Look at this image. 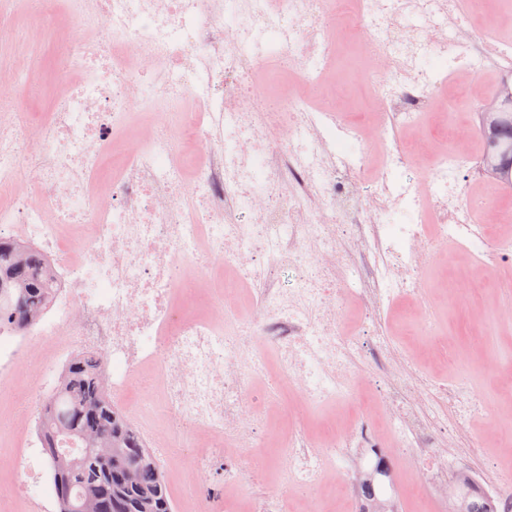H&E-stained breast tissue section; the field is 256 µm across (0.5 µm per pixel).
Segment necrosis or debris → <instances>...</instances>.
Returning a JSON list of instances; mask_svg holds the SVG:
<instances>
[{
  "mask_svg": "<svg viewBox=\"0 0 512 512\" xmlns=\"http://www.w3.org/2000/svg\"><path fill=\"white\" fill-rule=\"evenodd\" d=\"M487 0H35L36 25L60 35V98L40 114L24 109L27 40H14L0 72V237L36 245L62 286L41 333L64 358L105 352L113 399L151 370L164 389L166 425L205 444L187 458L214 501L241 485L232 461L262 448L272 428L290 484L335 485L357 448L393 449L431 512H446L448 467L482 459L467 436L478 399L468 373L441 386L395 348L392 322L417 312L432 350L448 357L439 317L425 307L434 258L457 246L473 267L446 279V300L475 292L478 269L512 263V209L495 225L476 221L475 186L463 171L478 130L453 119L429 123L442 90L425 58L448 59V74L473 106L497 89L469 87L512 58V42L477 40L473 16ZM277 36L269 52L264 36ZM296 77L268 110L263 90ZM362 76L374 108L340 122L326 89L337 72ZM373 142L381 162L338 151L341 139ZM424 169V186L406 171ZM413 224H388L391 213ZM295 272L279 287L274 271ZM204 303L188 317L176 294ZM380 360L384 425L349 412L363 390L364 347ZM277 371L264 402L247 382ZM296 386L301 402L287 400ZM317 408H331V434L313 436ZM453 432H445L446 420ZM224 480L211 482L216 467Z\"/></svg>",
  "mask_w": 512,
  "mask_h": 512,
  "instance_id": "4bbe7bcc",
  "label": "necrosis or debris"
}]
</instances>
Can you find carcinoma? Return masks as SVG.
<instances>
[{
    "instance_id": "carcinoma-1",
    "label": "carcinoma",
    "mask_w": 512,
    "mask_h": 512,
    "mask_svg": "<svg viewBox=\"0 0 512 512\" xmlns=\"http://www.w3.org/2000/svg\"><path fill=\"white\" fill-rule=\"evenodd\" d=\"M484 155L495 158L499 183L512 187V102L503 106L496 128V144L483 138ZM10 243L0 240V323L16 326L15 315L25 309L43 314L55 296L54 278L43 255L32 251L25 264L14 267ZM104 367L94 355H76L64 367L58 384L40 412L37 433L48 458L52 484L69 482L74 494L98 502L101 512H174L164 472L145 447L134 426L101 390ZM105 431L117 446L112 460L98 457L83 445L82 436ZM137 469L136 484L120 478L122 468ZM459 512H512L503 510L473 490H467Z\"/></svg>"
}]
</instances>
